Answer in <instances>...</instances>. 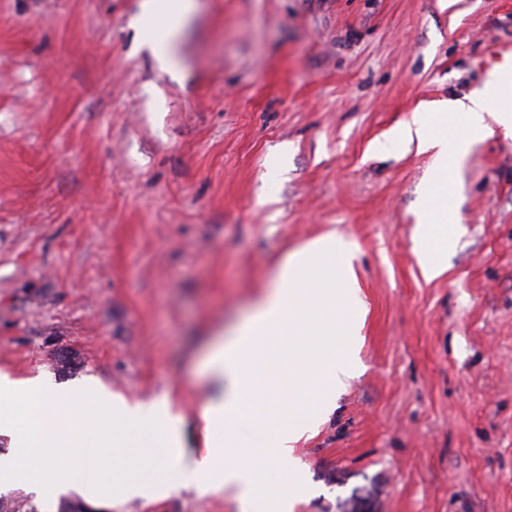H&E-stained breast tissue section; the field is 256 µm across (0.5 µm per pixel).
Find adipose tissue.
Returning a JSON list of instances; mask_svg holds the SVG:
<instances>
[{
    "instance_id": "obj_1",
    "label": "adipose tissue",
    "mask_w": 512,
    "mask_h": 512,
    "mask_svg": "<svg viewBox=\"0 0 512 512\" xmlns=\"http://www.w3.org/2000/svg\"><path fill=\"white\" fill-rule=\"evenodd\" d=\"M195 5L142 0L132 19L161 70L176 71L173 41ZM490 108L512 136V81L497 73L464 97L420 103L435 124L412 118L376 145L435 153L436 204L416 226L427 280L448 270L439 253L453 223L450 174L473 145L471 136L443 126L459 118L472 133H488ZM363 324L353 250L341 236L328 232L288 255L250 314L208 352L213 392L198 410L204 449L197 454L186 452L184 417L168 397L143 402L93 379L60 388L40 376L0 372V437L12 447L0 455V491L21 489L48 506L74 493L100 507L230 488L240 512H291L301 492L299 468L281 471L275 485L264 474L332 410L354 374Z\"/></svg>"
}]
</instances>
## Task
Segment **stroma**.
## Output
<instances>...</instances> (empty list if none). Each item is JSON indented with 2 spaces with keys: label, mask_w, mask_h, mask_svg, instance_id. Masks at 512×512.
<instances>
[{
  "label": "stroma",
  "mask_w": 512,
  "mask_h": 512,
  "mask_svg": "<svg viewBox=\"0 0 512 512\" xmlns=\"http://www.w3.org/2000/svg\"><path fill=\"white\" fill-rule=\"evenodd\" d=\"M139 4L0 0V372L168 396L201 450L209 343L333 229L355 253L360 372L293 452L294 512L367 488L372 512H512V137L486 112L430 282L413 230L432 157L373 151L512 61V0H198L175 76ZM122 512L238 503L182 490Z\"/></svg>",
  "instance_id": "1"
}]
</instances>
